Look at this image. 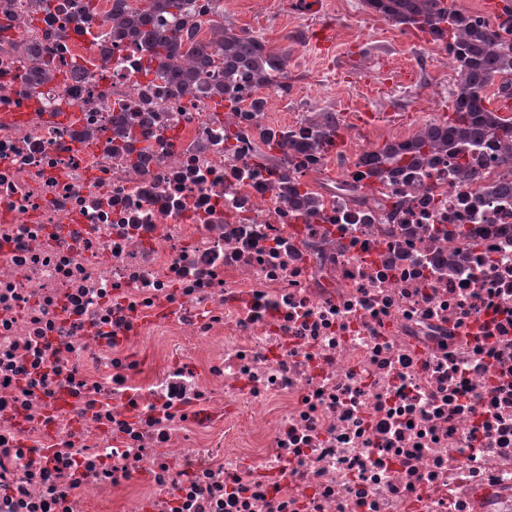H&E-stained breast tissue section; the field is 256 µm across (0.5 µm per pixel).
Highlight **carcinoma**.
I'll return each mask as SVG.
<instances>
[{"label":"carcinoma","mask_w":512,"mask_h":512,"mask_svg":"<svg viewBox=\"0 0 512 512\" xmlns=\"http://www.w3.org/2000/svg\"><path fill=\"white\" fill-rule=\"evenodd\" d=\"M190 0H112L109 16L112 38L141 43L147 48L146 71L169 82L174 90H204L211 97H228V111L241 109L234 77L257 92L277 88L288 64V54L274 52L265 41L245 29L224 24L212 27L211 37L183 33L181 18ZM367 8L394 26L438 35L456 63L453 111L424 123L410 138L385 143L364 157L372 183L384 185L402 168L430 165L445 155L457 160V176L471 181L479 175V161L472 148L488 138L500 161L512 164V118L487 107V92L512 97V0H504L506 18L492 22L448 0H364ZM224 64V83L202 82L205 69ZM309 137L286 133L277 138L267 127L255 126V158L267 169L278 170L285 156L320 151L336 144L342 127L334 112H317L307 120Z\"/></svg>","instance_id":"obj_1"}]
</instances>
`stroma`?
<instances>
[{"mask_svg":"<svg viewBox=\"0 0 512 512\" xmlns=\"http://www.w3.org/2000/svg\"><path fill=\"white\" fill-rule=\"evenodd\" d=\"M320 0L317 10L292 0H224V21L247 28L274 50L288 52V94L268 111L293 112L306 119L332 112L342 138L363 131L368 147L414 135L422 111L435 103L440 116L453 110L455 63L444 46L423 55L424 33L392 25L356 0ZM336 26L333 56L319 57L310 43L322 19Z\"/></svg>","mask_w":512,"mask_h":512,"instance_id":"35a3bbf8","label":"stroma"}]
</instances>
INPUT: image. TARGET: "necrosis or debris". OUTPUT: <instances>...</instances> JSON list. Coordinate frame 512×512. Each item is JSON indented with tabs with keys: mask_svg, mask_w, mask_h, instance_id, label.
I'll use <instances>...</instances> for the list:
<instances>
[{
	"mask_svg": "<svg viewBox=\"0 0 512 512\" xmlns=\"http://www.w3.org/2000/svg\"><path fill=\"white\" fill-rule=\"evenodd\" d=\"M76 3L0 0V512H512V166L301 211Z\"/></svg>",
	"mask_w": 512,
	"mask_h": 512,
	"instance_id": "obj_1",
	"label": "necrosis or debris"
}]
</instances>
